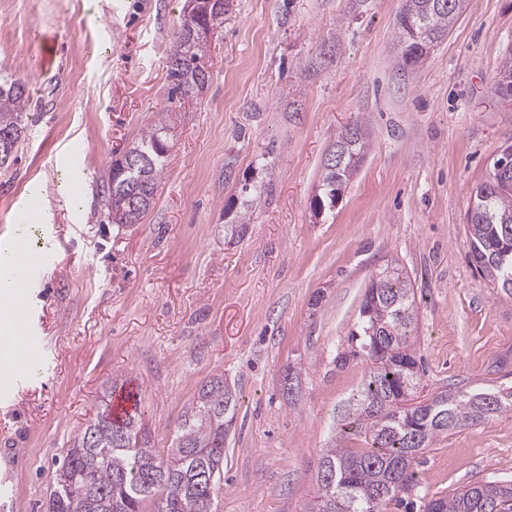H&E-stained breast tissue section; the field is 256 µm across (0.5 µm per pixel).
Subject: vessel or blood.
Listing matches in <instances>:
<instances>
[{"mask_svg":"<svg viewBox=\"0 0 512 512\" xmlns=\"http://www.w3.org/2000/svg\"><path fill=\"white\" fill-rule=\"evenodd\" d=\"M0 255L21 268L7 300L8 307L14 310L21 324L9 335L0 336V393L7 395L29 379L28 368L40 355V339L31 330L27 303L32 284L44 269L46 260L29 249L23 240L12 243Z\"/></svg>","mask_w":512,"mask_h":512,"instance_id":"b4317fda","label":"vessel or blood"}]
</instances>
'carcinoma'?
Returning <instances> with one entry per match:
<instances>
[{"label": "carcinoma", "mask_w": 512, "mask_h": 512, "mask_svg": "<svg viewBox=\"0 0 512 512\" xmlns=\"http://www.w3.org/2000/svg\"><path fill=\"white\" fill-rule=\"evenodd\" d=\"M416 13L400 12L397 39L399 66L412 70L427 38L448 37L464 0H415ZM224 18V0H209L197 17L212 28ZM193 19L183 16L169 58V78L182 98L208 87L203 58L207 38L191 34ZM492 95L512 97V57L490 86ZM26 84L0 82V133L10 136L0 149V169L8 168L22 138L28 111ZM165 127L143 130L124 154L112 161L103 184L102 203L114 224H137L154 202L166 169ZM330 150L339 163L323 164L321 191L313 205L335 199L347 180L350 164L367 151L362 126L340 132ZM470 264L496 293L512 298V144L493 162L487 179L473 193L467 212ZM418 320L414 289L398 269L376 274L366 289L348 350L336 362L351 358L367 363L357 393L337 419L336 437L324 449L317 472V491L306 512H387L400 506L417 485L416 468L425 450L456 431L503 413H512V387L472 391L444 390L420 398L425 375L413 332ZM237 406L236 389L224 377L202 384L182 414L172 446L159 451L144 432L140 411L122 416L106 404L75 436L71 448L55 461L46 512H213L221 490L224 440ZM359 438L364 448L347 442ZM424 512H512V478L471 481L452 494L433 497Z\"/></svg>", "instance_id": "obj_1"}]
</instances>
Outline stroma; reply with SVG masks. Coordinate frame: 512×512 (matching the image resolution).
Masks as SVG:
<instances>
[{"mask_svg": "<svg viewBox=\"0 0 512 512\" xmlns=\"http://www.w3.org/2000/svg\"><path fill=\"white\" fill-rule=\"evenodd\" d=\"M187 0H0V76L24 79L29 119L0 170V243L38 185L29 228L49 266L30 290L45 348L35 378L0 398V512H46L53 461L113 387L134 385L152 445L170 447L200 385L235 383L216 512H305L337 415L366 369L338 365L371 279L416 293L424 395L512 384V299L470 265V193L512 144V101L488 86L512 49V0H465L447 38L400 70L402 0H226L207 41L204 94L169 95ZM54 45L41 58L36 37ZM167 167L140 223L108 222L112 160L156 122ZM365 159L335 208L312 198L338 133ZM78 151L83 201L57 162ZM245 217L243 238L226 227ZM295 374L294 392L284 378ZM512 477V414L439 438L416 503Z\"/></svg>", "mask_w": 512, "mask_h": 512, "instance_id": "1", "label": "stroma"}]
</instances>
